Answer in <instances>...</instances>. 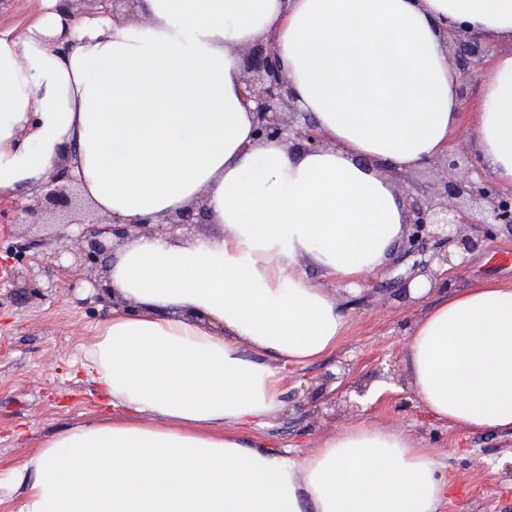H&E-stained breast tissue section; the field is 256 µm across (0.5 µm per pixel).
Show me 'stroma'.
Masks as SVG:
<instances>
[{"label": "stroma", "instance_id": "stroma-1", "mask_svg": "<svg viewBox=\"0 0 512 512\" xmlns=\"http://www.w3.org/2000/svg\"><path fill=\"white\" fill-rule=\"evenodd\" d=\"M43 13L42 0H0V34H21ZM61 210L32 224L0 222V476L24 462L61 429L97 415L133 418L110 409L77 375L81 344L112 308L98 290L107 278L101 266L62 277L77 247L73 226L60 225ZM512 236L482 240L462 265L449 271L432 266L434 286L422 296L383 289L394 262L359 282L357 289L324 273L304 258L308 279L348 312L346 330L323 358L286 363L248 344L245 359L262 363L282 378L280 407L244 438L265 448L312 453L343 429L366 422L401 432L436 449L450 485L438 512H512V432L475 433L436 417L421 401L408 365L409 332L447 295L493 280L512 288Z\"/></svg>", "mask_w": 512, "mask_h": 512}]
</instances>
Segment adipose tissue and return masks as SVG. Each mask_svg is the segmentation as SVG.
<instances>
[{"label":"adipose tissue","mask_w":512,"mask_h":512,"mask_svg":"<svg viewBox=\"0 0 512 512\" xmlns=\"http://www.w3.org/2000/svg\"><path fill=\"white\" fill-rule=\"evenodd\" d=\"M0 36V192L61 157L103 215L163 216L204 198V243L139 237L108 270L122 299L81 347L87 383L136 419L103 416L13 469L17 512H437L434 449L367 424L309 456L225 430L280 404L281 378L239 353L305 363L348 314L300 268L352 284L380 270L407 209L380 168L416 169L469 125L480 165L512 188V50L463 114L442 46L452 25L512 43V0H141L143 21L67 17L57 0ZM272 41L328 148L259 143L235 51ZM418 396L473 432L512 430V288L454 293L414 325Z\"/></svg>","instance_id":"ef3b65f1"}]
</instances>
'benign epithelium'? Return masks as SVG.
<instances>
[{"label": "benign epithelium", "instance_id": "7a95c632", "mask_svg": "<svg viewBox=\"0 0 512 512\" xmlns=\"http://www.w3.org/2000/svg\"><path fill=\"white\" fill-rule=\"evenodd\" d=\"M90 4V9L112 10V18L130 20L137 14V0H77ZM454 47L449 61L465 80L473 71L485 64L490 55V47L466 29L454 26L448 29L443 47ZM247 71L252 76L243 80V93L248 100L256 103L253 109L254 132L258 140H280L292 142L289 150L313 151L324 147L326 137L317 127L311 116L297 108L288 78L280 60L268 42H257L249 46L246 57ZM302 118L301 124L294 128L285 124L283 109ZM431 165L443 174V189L424 196L406 194L408 221L411 232L405 241L403 256L416 257L411 271L400 274L388 285L408 289L410 282L419 273L430 270L433 262L452 263L454 247L462 252L474 250L479 239L462 234L461 227L480 225L484 236H494L504 232L512 236V191L500 187L482 177L475 179L479 172L476 167L462 168L458 161L444 154L435 158ZM62 181H70L68 169L58 168L44 184L47 188L44 196L34 197V203L24 207V211L37 216L42 208L51 206L59 199L66 198L72 204L71 197L65 191ZM208 217L207 208L196 201L166 221L155 222L152 218H142L132 224L119 217H112V223L91 224L82 229L79 239L82 248L75 254V264L85 266L108 257L113 251L111 239L129 240L134 237H167L174 234L176 228L192 224H204Z\"/></svg>", "mask_w": 512, "mask_h": 512}]
</instances>
